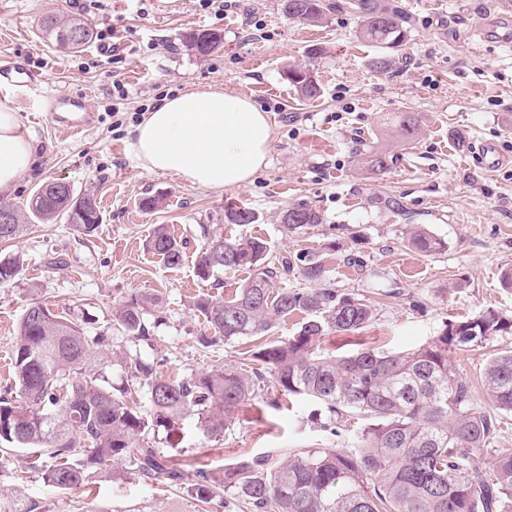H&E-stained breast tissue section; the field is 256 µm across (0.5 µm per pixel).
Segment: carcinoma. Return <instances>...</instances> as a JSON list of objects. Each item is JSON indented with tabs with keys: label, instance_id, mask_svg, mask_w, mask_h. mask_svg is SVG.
I'll return each mask as SVG.
<instances>
[{
	"label": "carcinoma",
	"instance_id": "cac0c4a2",
	"mask_svg": "<svg viewBox=\"0 0 512 512\" xmlns=\"http://www.w3.org/2000/svg\"><path fill=\"white\" fill-rule=\"evenodd\" d=\"M280 7L290 20L316 24L333 12L355 13L360 38L379 48L371 60L378 72L396 70L399 51L410 40L412 17L401 0H281ZM39 26L44 41L69 51L80 50L93 35L87 20L53 9L42 14ZM77 27L84 30L79 41L70 36ZM223 40L220 32L202 29L188 33L184 44L202 58ZM296 73L295 67L286 70L288 82L308 99L319 97L315 77L299 80ZM396 127L407 139L419 130L411 112L399 113ZM362 163L383 175L394 160L371 152ZM0 208L13 214V223L0 224V241L17 238L33 220L48 223L60 215L85 236L101 223L94 193L77 197L72 187L52 180L33 191L27 211L8 204ZM224 219L246 225L255 215L230 206ZM281 222L293 232L322 219L312 208L299 206L284 211ZM203 235L206 242L195 260L200 279L217 281L224 271L241 268L253 275L230 299L202 294L191 301L210 331L200 342L263 339L288 314L302 311L310 318L298 332L255 346L248 362L259 367L249 371L221 366L190 378L164 379L138 353L112 348L106 331H93L72 312L32 301L20 318L12 357L17 399L0 398L1 452L30 450L32 467L58 490L84 483L93 470L123 477L128 464L144 479L186 485L199 507L222 490L253 512H512V448L491 449L486 468L476 463L499 427L496 416L478 406L476 394L480 390L494 409L512 412V347L490 358L479 386L449 356L512 336L511 318L488 310L446 322L439 335L414 349L323 355L318 338L366 327L373 307L332 288L330 270L314 255L268 262L267 243L260 238L226 239L207 227ZM410 242L423 254L443 247L422 227L411 231ZM146 248L170 267L183 262L182 245L162 224ZM290 273L318 288H272L273 279ZM161 303L146 289L129 294L112 306V329L132 343L148 339L146 317ZM111 363L120 365L131 383L112 386L103 373ZM269 389L319 402L331 425L344 416L368 423L351 429L344 447L294 449L275 462L256 456L226 465L218 474L202 467L178 470L161 460L157 444L172 442L187 417H196L204 433L220 436L259 392ZM144 394L151 405L147 417L138 406ZM75 448L83 449V459H71ZM44 456L52 459L50 465H43Z\"/></svg>",
	"mask_w": 512,
	"mask_h": 512
}]
</instances>
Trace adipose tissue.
I'll use <instances>...</instances> for the list:
<instances>
[{"label":"adipose tissue","mask_w":512,"mask_h":512,"mask_svg":"<svg viewBox=\"0 0 512 512\" xmlns=\"http://www.w3.org/2000/svg\"><path fill=\"white\" fill-rule=\"evenodd\" d=\"M272 130L250 98L219 89H190L164 98L133 130L141 167L217 190L240 189L266 166ZM36 162L28 128L0 107V193L12 190Z\"/></svg>","instance_id":"1"}]
</instances>
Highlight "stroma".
<instances>
[{
    "label": "stroma",
    "mask_w": 512,
    "mask_h": 512,
    "mask_svg": "<svg viewBox=\"0 0 512 512\" xmlns=\"http://www.w3.org/2000/svg\"><path fill=\"white\" fill-rule=\"evenodd\" d=\"M403 2L414 19L407 61L381 74L369 66L376 48L359 41V21L347 11L315 26L285 17L280 0H238L221 16L201 10L197 0H105L90 18L95 39L71 53L43 41L39 18L50 3L62 14L82 16V0H0V56L21 58L41 72L42 93L85 96L95 114L85 131L70 136L35 110L30 93L0 95V105L18 112L37 145L35 167L0 200L26 209L38 184L62 179L76 193L94 192L102 215L90 236L60 218L32 223L0 243V260L22 261L19 275L0 286V397L16 396L10 358L18 322L34 299L102 329L113 304L150 288L163 296L164 311L139 349L159 375L187 378L240 363L248 342L203 347V318L189 307L199 294L232 297L251 275L227 271L217 285L197 277L206 226L227 238H261L273 259L316 255L331 269L336 289L372 300L376 316L368 327L320 338L327 354L361 345L413 348L439 335L448 320L489 309L511 317L512 287L503 275L512 269V45L483 40L479 30L500 14L512 15V0ZM255 20L267 39L253 37ZM197 29L221 32L223 45L194 56L184 38ZM313 46L322 49L314 59L307 55ZM291 66L311 70L320 98L299 97L285 76ZM118 83L127 99L116 113ZM193 87L244 94L267 112L273 127L268 165L248 186L206 189L140 167L132 131L142 106ZM400 112L417 114L416 138L398 134L393 118ZM459 131L466 147L457 145ZM482 142L497 145L504 158L499 168L475 161L473 147ZM372 150L395 157L386 174L360 164L359 153ZM146 195L160 196L161 207L142 212L138 201ZM229 203L252 211L254 223L225 222ZM304 205L321 213L322 224L285 230L282 212ZM158 224L182 242V265L168 267L146 250ZM417 224L442 239L444 249L430 255L412 248L410 230ZM350 254L363 270L345 264ZM267 399L260 393L216 438L186 419L182 441L160 444L161 455L171 466L215 472L255 456L342 444L348 422L324 430L316 401L293 399L274 410ZM18 494L39 504V512H196L186 490L130 474L115 480L95 473L87 484L55 491L28 467L22 450L0 458V504Z\"/></svg>",
    "instance_id": "35a3bbf8"
}]
</instances>
